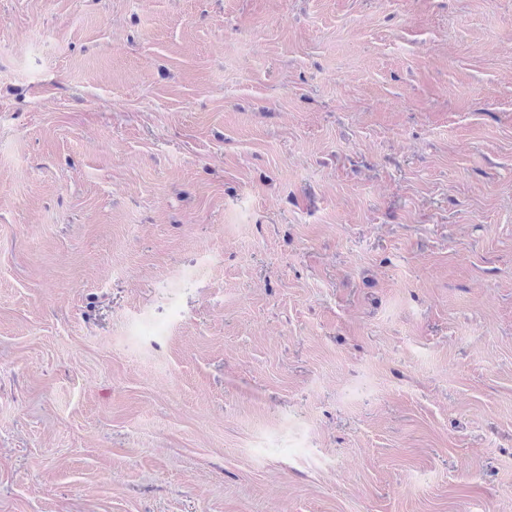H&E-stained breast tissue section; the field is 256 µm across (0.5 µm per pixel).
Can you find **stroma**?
I'll list each match as a JSON object with an SVG mask.
<instances>
[{
	"instance_id": "stroma-1",
	"label": "stroma",
	"mask_w": 512,
	"mask_h": 512,
	"mask_svg": "<svg viewBox=\"0 0 512 512\" xmlns=\"http://www.w3.org/2000/svg\"><path fill=\"white\" fill-rule=\"evenodd\" d=\"M0 512H512V0H0Z\"/></svg>"
}]
</instances>
